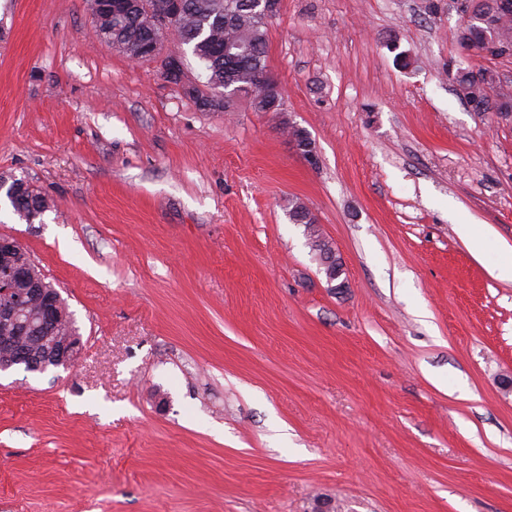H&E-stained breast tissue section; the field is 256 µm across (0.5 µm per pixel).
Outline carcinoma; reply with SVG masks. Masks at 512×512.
<instances>
[{
    "mask_svg": "<svg viewBox=\"0 0 512 512\" xmlns=\"http://www.w3.org/2000/svg\"><path fill=\"white\" fill-rule=\"evenodd\" d=\"M252 0H181V14L168 27L179 37L182 44L204 63L207 72L206 91H192L200 97L210 93L224 94V84L239 88L240 94L250 95V83L245 77L253 71L268 70V26L269 23L254 15H247L246 3ZM474 21L457 30V42L464 49L481 53L493 51L491 42L495 37H508V55L512 56V9L494 8L496 0H474ZM127 8L119 19H107L104 25L111 30L112 41L136 47L146 40V10H163L167 0H126ZM241 29L239 40L245 55L235 61L224 60V34L226 28ZM462 98L476 112L496 109L500 113L512 111V90L501 85L497 73L489 68L456 71L453 76ZM13 206L20 219L42 216L51 209L47 198L35 189H26ZM288 218L294 224H302L305 232L317 227V221L307 206L299 201L288 203Z\"/></svg>",
    "mask_w": 512,
    "mask_h": 512,
    "instance_id": "obj_1",
    "label": "carcinoma"
}]
</instances>
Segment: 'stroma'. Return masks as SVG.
<instances>
[{"instance_id":"1","label":"stroma","mask_w":512,"mask_h":512,"mask_svg":"<svg viewBox=\"0 0 512 512\" xmlns=\"http://www.w3.org/2000/svg\"><path fill=\"white\" fill-rule=\"evenodd\" d=\"M460 23L455 0H280V110L214 112L176 34L182 87L97 39L90 0H0V177L52 204L29 224L0 191V236L82 342L0 374V512H512V124L448 76L512 87V56ZM288 218L289 220L294 224H304L306 237L308 240V244L310 249L312 250V253H314L316 260L318 259V255L322 254L323 248L327 247V250L331 251L332 249L335 251V249L332 247V245L329 244L328 241L324 240L323 247L321 245L317 244L316 240L320 239V235H317L315 238H311L310 231L313 229H316V227H319L317 225L316 218L311 213V211L307 208V206L299 201L292 200L288 203ZM311 238V239H310ZM315 245H318L317 248H315ZM460 220V224H457L458 233L470 251L479 256L487 247L490 237L489 230L481 224H472L470 218L466 215H461Z\"/></svg>"}]
</instances>
